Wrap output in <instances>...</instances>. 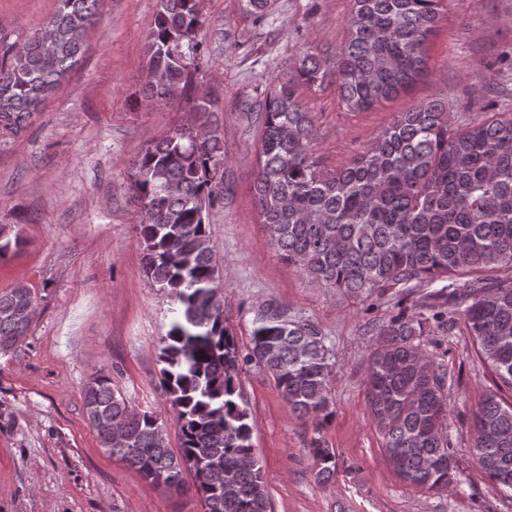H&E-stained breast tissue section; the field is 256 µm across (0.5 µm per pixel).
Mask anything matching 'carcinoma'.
I'll list each match as a JSON object with an SVG mask.
<instances>
[{
    "mask_svg": "<svg viewBox=\"0 0 512 512\" xmlns=\"http://www.w3.org/2000/svg\"><path fill=\"white\" fill-rule=\"evenodd\" d=\"M99 0H59L47 20L55 33L51 65L39 35L0 54V133H17L83 54ZM261 21L272 0H241ZM348 39L333 69L312 49L255 98L262 136L254 198L279 254L314 282L350 295L468 273L512 269V113L454 126L448 100L400 112L361 154L333 172L313 156L315 119L299 102L302 85L332 74L347 108L366 112L406 91L428 69L429 42L444 0H352ZM200 0H156L145 44L147 100L167 104L187 89L202 55ZM191 111L209 136L178 130L150 143L132 166L140 202L145 277L177 306L158 361L160 388L172 408L179 448L163 420L133 407L94 376L85 386L86 419L113 458L150 484L177 491L194 479L204 512H271L265 473L253 444L254 422L238 383L245 366L274 381L297 418L314 425L316 477H335L336 454L318 436L329 417V351L320 330L277 306L255 320L239 347L224 321V283L205 213L224 196V134L208 89ZM448 295L475 352L512 391V279L474 281ZM31 288L0 295V352L15 351L31 322ZM425 306L378 326L366 355V404L385 455L407 486L448 489L455 457L448 443L447 371L422 348L431 322ZM471 453L512 499V401L487 395L474 415Z\"/></svg>",
    "mask_w": 512,
    "mask_h": 512,
    "instance_id": "1",
    "label": "carcinoma"
}]
</instances>
